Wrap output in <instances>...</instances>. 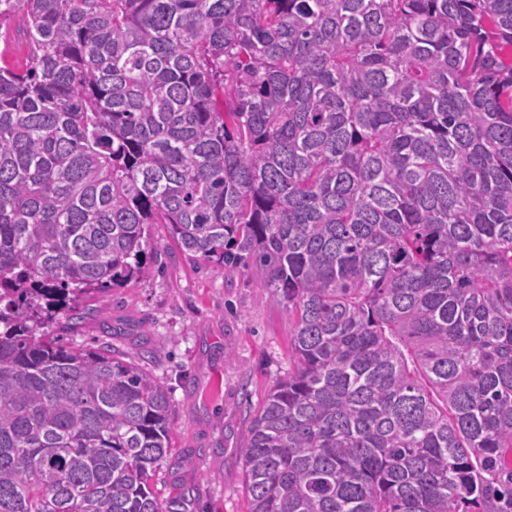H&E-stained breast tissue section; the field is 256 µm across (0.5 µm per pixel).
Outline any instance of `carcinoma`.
<instances>
[{
    "mask_svg": "<svg viewBox=\"0 0 512 512\" xmlns=\"http://www.w3.org/2000/svg\"><path fill=\"white\" fill-rule=\"evenodd\" d=\"M0 512H180L170 397L42 326L149 226L293 321L251 512H512V0H0ZM23 24L22 16L15 15L1 22L0 53L5 60L15 66H24L28 56V48L24 41L18 40L15 29Z\"/></svg>",
    "mask_w": 512,
    "mask_h": 512,
    "instance_id": "1",
    "label": "carcinoma"
}]
</instances>
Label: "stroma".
<instances>
[{"instance_id": "stroma-1", "label": "stroma", "mask_w": 512, "mask_h": 512, "mask_svg": "<svg viewBox=\"0 0 512 512\" xmlns=\"http://www.w3.org/2000/svg\"><path fill=\"white\" fill-rule=\"evenodd\" d=\"M147 274L82 300L78 319L46 328L75 348L106 347L169 392L170 451L153 490L185 512H250L249 423L288 373L293 323L253 268L224 272L151 227Z\"/></svg>"}]
</instances>
